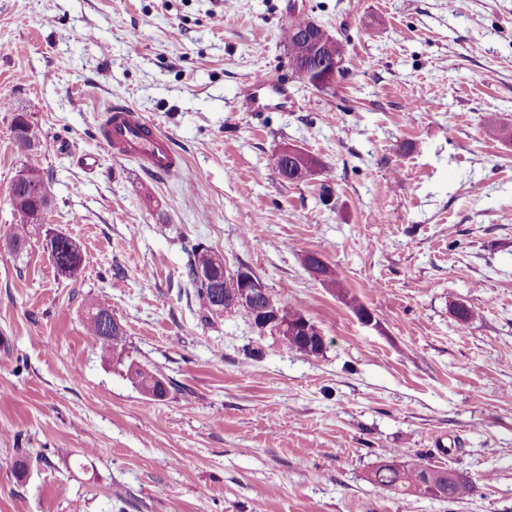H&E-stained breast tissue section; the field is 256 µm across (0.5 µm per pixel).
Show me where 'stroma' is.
Wrapping results in <instances>:
<instances>
[{
	"label": "stroma",
	"instance_id": "35a3bbf8",
	"mask_svg": "<svg viewBox=\"0 0 512 512\" xmlns=\"http://www.w3.org/2000/svg\"><path fill=\"white\" fill-rule=\"evenodd\" d=\"M298 17L347 43L321 92L288 54ZM259 71L293 107L243 111ZM1 100L0 226L19 220L22 168L51 208L21 250L0 243V512H512V141L484 135L512 129V0H0ZM115 102L163 128L180 177L104 153ZM288 147L319 163L304 182L278 174ZM50 230L79 245L77 276L57 273ZM198 242L315 323L323 353L239 315L204 324ZM98 300L166 399L91 346ZM396 452L474 493L373 484ZM13 133L16 134L15 141H23L35 147L39 143L40 134L38 129L28 120L27 114L18 112L13 118ZM315 255L316 254L313 252L302 251V253L299 254L302 266L310 272L313 270V265H318V267L314 269L318 273L316 278L327 288H337L338 284L330 266L322 259H318Z\"/></svg>",
	"mask_w": 512,
	"mask_h": 512
}]
</instances>
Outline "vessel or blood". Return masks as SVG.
Wrapping results in <instances>:
<instances>
[{
    "instance_id": "vessel-or-blood-1",
    "label": "vessel or blood",
    "mask_w": 512,
    "mask_h": 512,
    "mask_svg": "<svg viewBox=\"0 0 512 512\" xmlns=\"http://www.w3.org/2000/svg\"><path fill=\"white\" fill-rule=\"evenodd\" d=\"M270 83L268 76H254L242 98L244 111H267L269 106L286 107L287 90H280L276 101L261 98L260 93ZM98 138L112 155L141 164L146 170L168 177L177 176L183 167L182 158L171 146L169 136L142 112L126 103L107 107L98 123Z\"/></svg>"
}]
</instances>
